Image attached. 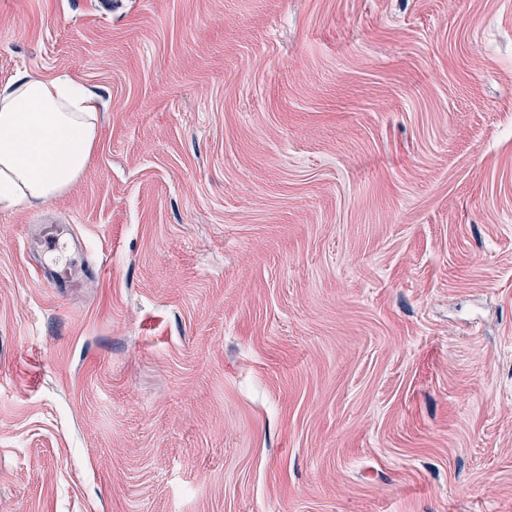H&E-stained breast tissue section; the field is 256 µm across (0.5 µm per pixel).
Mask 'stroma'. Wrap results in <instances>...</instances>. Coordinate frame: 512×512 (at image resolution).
Segmentation results:
<instances>
[{"label": "stroma", "mask_w": 512, "mask_h": 512, "mask_svg": "<svg viewBox=\"0 0 512 512\" xmlns=\"http://www.w3.org/2000/svg\"><path fill=\"white\" fill-rule=\"evenodd\" d=\"M98 2L0 0L100 98L0 208V512H512V0Z\"/></svg>", "instance_id": "stroma-1"}]
</instances>
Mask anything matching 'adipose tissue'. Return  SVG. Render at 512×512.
<instances>
[{
    "label": "adipose tissue",
    "mask_w": 512,
    "mask_h": 512,
    "mask_svg": "<svg viewBox=\"0 0 512 512\" xmlns=\"http://www.w3.org/2000/svg\"><path fill=\"white\" fill-rule=\"evenodd\" d=\"M98 98L78 79L18 74L0 87V205H43L84 173Z\"/></svg>",
    "instance_id": "obj_1"
}]
</instances>
